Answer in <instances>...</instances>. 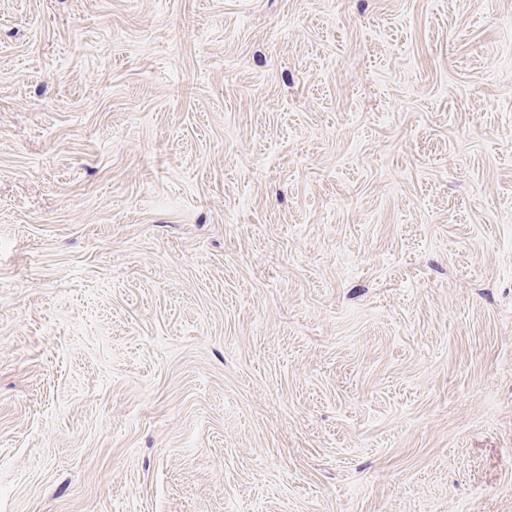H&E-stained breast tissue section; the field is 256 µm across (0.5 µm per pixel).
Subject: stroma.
Here are the masks:
<instances>
[{
    "label": "stroma",
    "instance_id": "35a3bbf8",
    "mask_svg": "<svg viewBox=\"0 0 512 512\" xmlns=\"http://www.w3.org/2000/svg\"><path fill=\"white\" fill-rule=\"evenodd\" d=\"M0 512H512V0H0Z\"/></svg>",
    "mask_w": 512,
    "mask_h": 512
}]
</instances>
